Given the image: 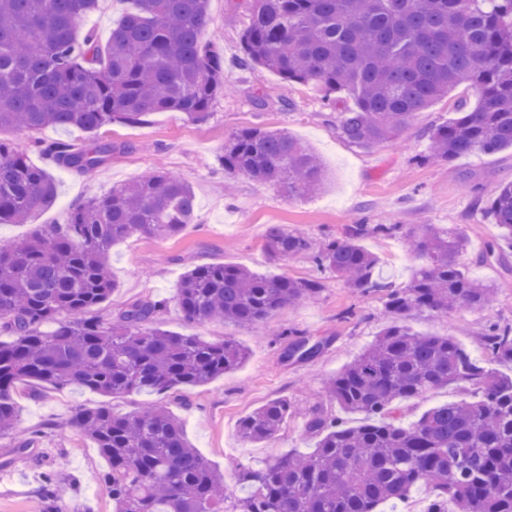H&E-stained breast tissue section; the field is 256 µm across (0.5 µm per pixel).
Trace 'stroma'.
<instances>
[{"instance_id": "obj_1", "label": "stroma", "mask_w": 512, "mask_h": 512, "mask_svg": "<svg viewBox=\"0 0 512 512\" xmlns=\"http://www.w3.org/2000/svg\"><path fill=\"white\" fill-rule=\"evenodd\" d=\"M246 2H210L207 34L224 48V96L206 120L192 123L178 112H157L140 126H104L99 137L115 143L117 150L108 166L90 175L62 169L44 152L45 146L58 140L87 142L85 131L46 127L4 134L6 140L22 144L56 185L54 205L38 217L42 224L61 223L73 206L157 167L190 184L198 205L195 223L169 239L139 234L113 244L110 264L117 286L98 312L113 316L131 300H161L165 307L158 317L160 328L212 342L232 338L247 349L248 358L206 385L158 397L112 398L74 387L23 386L16 397L14 434L0 438V512H40L41 475L49 470L68 491L76 512H114L106 486L97 480L109 463L95 443L72 425L75 414L86 408L106 405L129 414L148 403L164 406L182 421L188 440L223 475L229 488L226 512H233L237 498L244 494L238 481L243 467L313 450L315 441L305 428L313 411L344 416L351 426L361 423V415L343 414L325 396L324 385L388 323L383 294H362L328 276L315 302L285 307L269 323L248 327L189 323L177 303L182 275L203 263L238 264L268 278H311L315 267L309 256L273 260L266 255L268 225L285 224L319 240L341 236L347 225L360 220L395 225V232L368 237L364 246L378 257L380 277L398 287L408 283L416 264L404 241L405 229L415 224L463 225L468 247L460 261L470 275L496 286L495 305L483 312L458 309L445 315L414 311L405 323L420 334L452 337L480 359L486 356L487 325H512V254L488 263L478 260L497 234L486 207L499 184L512 181V148L465 155L445 165L426 159V129L455 118L458 100H471V93L456 89L419 112L399 145L352 144L336 129L340 112L353 104L347 94L327 98L303 84L284 85L265 69L238 65L248 22ZM133 8L132 0H99L98 9L83 19L79 30L106 41ZM255 127L283 131L312 148L328 173L325 187L315 195L298 197L239 176L232 193H225L224 143L234 133ZM289 329L322 342L321 353L305 362L283 359ZM276 398L288 399L292 405L277 439L266 445L245 442L238 433L241 420ZM17 437L33 439V447L17 453L13 444Z\"/></svg>"}]
</instances>
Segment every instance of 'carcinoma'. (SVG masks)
<instances>
[{
	"label": "carcinoma",
	"instance_id": "1",
	"mask_svg": "<svg viewBox=\"0 0 512 512\" xmlns=\"http://www.w3.org/2000/svg\"><path fill=\"white\" fill-rule=\"evenodd\" d=\"M137 9L106 43L77 36L98 0H0V131L138 125L153 112L205 118L224 96V54L205 40L210 0H136ZM239 64L260 66L284 83L312 85L325 96L346 92L354 106L338 130L360 147L397 140L421 110L463 85L478 100L427 130L430 158L448 162L473 152L512 148V0H251ZM112 142L56 143V165L90 174L112 160ZM224 177L246 175L294 196L318 192L321 159L280 132L249 128L224 142ZM56 188L25 149L0 139V223L29 224L51 207ZM498 241L482 261L512 251V181L489 201ZM196 220L192 188L162 169L74 207L62 224L0 243V437L11 434L20 385L74 386L107 395L160 394L209 383L239 368L247 351L231 338L208 342L153 326L161 301L137 300L114 318L95 316L117 283L108 258L114 242L135 234L178 235ZM392 230L352 224L323 241L285 224L268 226L273 260L309 253L312 279L266 278L242 266L199 264L187 271L177 301L191 323H265L280 309L310 300L323 275L361 293L381 292L387 311L486 309L492 284L470 277L459 258L460 228L418 224L406 233L420 260L407 285L374 275L379 259L361 241ZM485 349L512 364V326L491 324ZM321 344L301 338L284 356L308 361ZM464 384L479 397L436 405L406 424L399 404ZM329 398L362 414L347 426L319 413L306 423L311 452L279 456L247 470L240 512H378L427 486L426 512H512V375L480 362L447 337L395 322L329 380ZM270 401L242 423L250 443L273 441L288 416ZM73 425L108 459L99 477L115 512H224V476L188 441L181 421L152 405L117 415L83 409ZM48 512H72L42 474Z\"/></svg>",
	"mask_w": 512,
	"mask_h": 512
}]
</instances>
